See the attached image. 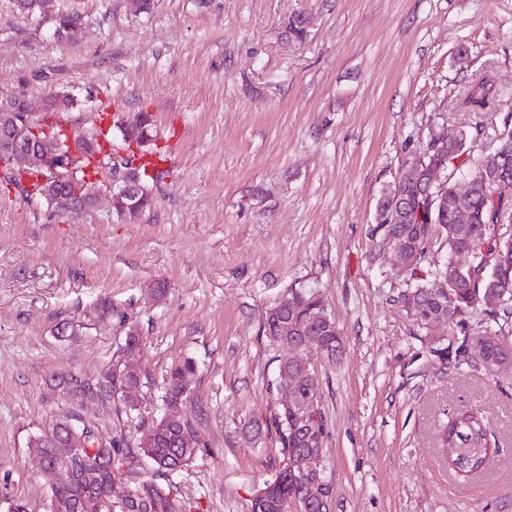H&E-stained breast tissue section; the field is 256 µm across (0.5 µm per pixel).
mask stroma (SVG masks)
I'll return each instance as SVG.
<instances>
[{
  "mask_svg": "<svg viewBox=\"0 0 512 512\" xmlns=\"http://www.w3.org/2000/svg\"><path fill=\"white\" fill-rule=\"evenodd\" d=\"M86 23L59 37L0 0V105L54 93L78 100L68 132L96 110L154 116L170 178L121 218L99 172L89 213L28 203L0 187V512H48L30 441L77 417L135 447L160 414L161 384L192 359L181 415L201 451L177 479L196 512H251L282 466L267 420L281 397L266 308L289 289L320 295L340 357L309 352L322 383L320 465L330 512H512V364L492 372L432 355L475 328L419 329L397 268L376 243L381 196L431 137L481 126L490 151L512 113V0H52ZM492 114L452 100L483 70ZM166 293L154 298L157 283ZM112 306L101 314L102 303ZM141 349L136 410L80 398L55 379L95 381ZM471 405L497 446L465 480L439 430ZM261 427L256 441L248 424Z\"/></svg>",
  "mask_w": 512,
  "mask_h": 512,
  "instance_id": "1",
  "label": "stroma"
}]
</instances>
